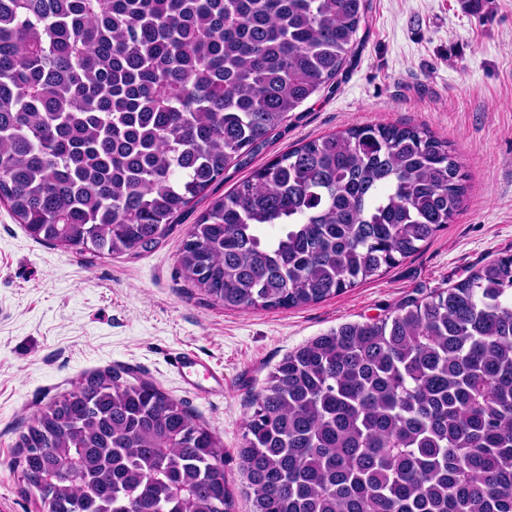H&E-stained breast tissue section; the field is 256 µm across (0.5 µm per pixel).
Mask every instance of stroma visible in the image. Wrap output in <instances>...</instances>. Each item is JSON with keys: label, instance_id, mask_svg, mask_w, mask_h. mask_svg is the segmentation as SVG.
<instances>
[{"label": "stroma", "instance_id": "stroma-1", "mask_svg": "<svg viewBox=\"0 0 512 512\" xmlns=\"http://www.w3.org/2000/svg\"><path fill=\"white\" fill-rule=\"evenodd\" d=\"M358 38L337 87L291 113L154 246L120 255L56 246L0 204V512H47L13 464L19 435L108 369L152 381L216 434L233 512H250L237 454L243 422L288 352L512 255V0H368ZM366 124L424 125L448 140L470 185L449 224L382 276L318 303L231 310L191 287L179 251L215 200L276 155ZM185 350L223 370V395L187 390L171 367Z\"/></svg>", "mask_w": 512, "mask_h": 512}]
</instances>
